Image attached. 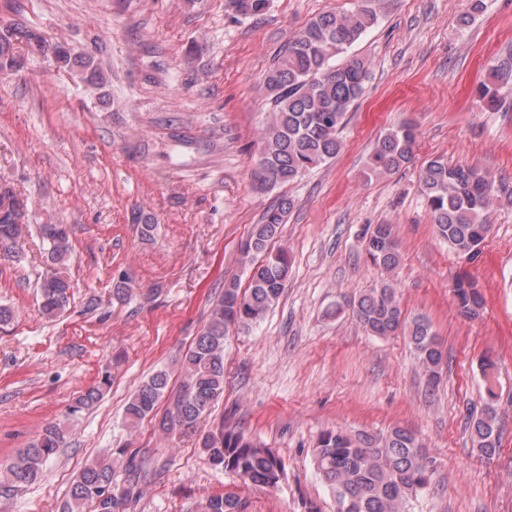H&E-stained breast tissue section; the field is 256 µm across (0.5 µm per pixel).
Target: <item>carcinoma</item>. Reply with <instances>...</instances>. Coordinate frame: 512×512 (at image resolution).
I'll return each instance as SVG.
<instances>
[{"mask_svg":"<svg viewBox=\"0 0 512 512\" xmlns=\"http://www.w3.org/2000/svg\"><path fill=\"white\" fill-rule=\"evenodd\" d=\"M270 0H228L237 15L255 17L265 13ZM378 21L376 0H357L349 13L322 12L288 41L284 52L265 73L262 84L270 100L268 120L260 138V152L253 177L262 188L286 185L307 171L334 159L343 149L341 131L347 113L363 95L370 78L369 63L348 51ZM35 45L67 66L70 55L61 45L13 23L0 27V75L19 66L17 45ZM475 93L484 106L499 110L512 96V52L492 59ZM417 134L411 126L391 129L375 142L368 158V175L384 177L398 172L415 158ZM419 186L432 218L435 234L456 254L472 259L478 255L490 227L483 213L494 196V181L474 167L453 164L440 156L423 163ZM293 201L283 195L268 207L241 247V264L249 272L244 291L237 283L224 284V293L210 311L204 330L180 357V383L170 386V373L157 369L138 386L124 408V422L133 430L147 418L159 417L158 430L167 438L195 430L210 415L214 402L224 394V342L230 329L249 330L260 324L278 303L291 275V261L284 248L270 245L279 237ZM140 234L149 237L155 218L144 212L133 217ZM25 211L14 188L0 183V252L19 262L24 255L22 237ZM39 233L47 245L50 269L40 282L41 310L56 317L68 306L73 285L62 268L71 255L66 224H41ZM371 263L386 273L401 262L392 226L379 224L364 240ZM131 295L130 279L121 274L112 282V296L120 302ZM460 312L470 318L479 314L484 300L476 286L460 279L454 287ZM354 317L371 336L405 334L413 345L428 386L441 380L444 354L432 323L417 317L407 319L393 284L358 296L351 302ZM485 400L497 398V362H480ZM110 385L105 374L97 385L78 396L71 412L94 408ZM166 402L163 414L159 404ZM473 447L489 459L499 454L500 434L496 416L489 408L471 417ZM61 423L48 424L42 434L9 462L0 463V496L34 482L46 461L63 442ZM208 462L239 477L244 483L273 489L286 473L282 456L246 439L237 427L219 421L200 440ZM314 464L336 504L346 512H404L407 501L429 485L432 468L418 437L394 426L386 435H350L343 430L323 433L314 450ZM123 478L115 480L114 467ZM152 474L140 467L135 456L117 452L115 462L91 459L72 482L60 512H124L139 498ZM245 502L232 493L213 494L196 502L190 512H243Z\"/></svg>","mask_w":512,"mask_h":512,"instance_id":"carcinoma-1","label":"carcinoma"}]
</instances>
